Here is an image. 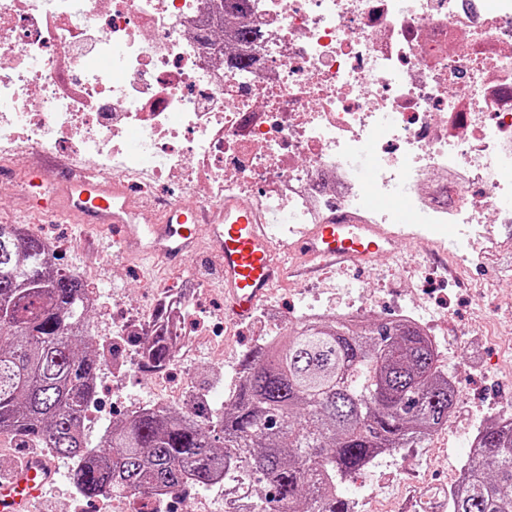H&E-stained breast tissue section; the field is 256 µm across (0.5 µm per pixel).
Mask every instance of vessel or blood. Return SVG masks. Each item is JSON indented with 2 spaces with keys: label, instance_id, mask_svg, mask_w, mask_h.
I'll return each instance as SVG.
<instances>
[{
  "label": "vessel or blood",
  "instance_id": "b4317fda",
  "mask_svg": "<svg viewBox=\"0 0 512 512\" xmlns=\"http://www.w3.org/2000/svg\"><path fill=\"white\" fill-rule=\"evenodd\" d=\"M58 166L52 154L41 153L38 171L52 185L57 212L80 224L91 218L116 230L121 256L176 265L201 253L215 254L218 283L235 319L248 317L287 274L267 232L269 218L251 197L228 196L207 207L180 199L157 210L121 178L88 171L61 177ZM414 220L407 210L398 211L392 224H359L336 215L310 225L288 250L300 255L312 272L346 262L361 265L397 252L399 225ZM53 477L48 463L30 458L0 481V512H30Z\"/></svg>",
  "mask_w": 512,
  "mask_h": 512
}]
</instances>
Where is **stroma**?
<instances>
[{"mask_svg": "<svg viewBox=\"0 0 512 512\" xmlns=\"http://www.w3.org/2000/svg\"><path fill=\"white\" fill-rule=\"evenodd\" d=\"M33 162L15 157L0 162V224H34L40 237L71 239L63 254V267L85 282L106 285L104 305L93 316L96 332L92 343L111 342L112 318L132 308H151L156 288L175 284L182 273L195 270L210 286L197 311L198 335L195 355L186 365L187 386L205 395L210 410L223 408L225 391L234 389L233 371L239 370L246 350L268 338L271 326L258 316L240 322L232 334H219L224 315V295L215 287V264L210 254L178 265L137 267L118 253L112 232H94L85 240V225L65 216L43 217L27 212L26 199L48 197V186H31ZM405 242L393 257H381L357 268L344 267L303 279L289 276L285 286L273 289L268 304L297 323L309 304L320 309L341 311L354 304L365 305L369 318H394L405 299L434 320L440 361L457 382V402L447 424L413 448H403L377 457L365 470L342 483L338 492L353 502L356 512H406L410 500L427 502L446 490L470 452V436L478 421L487 420L494 410L512 412V385L489 378L490 369L512 361L507 342L512 339V283L499 280L512 264V249L497 247L484 239L457 237L453 226L443 225L419 231L405 226ZM452 241V253L462 255L483 249V265L466 266L460 277L445 276L439 257L440 242ZM101 416L87 429L89 444H97L105 427L122 405L154 397L151 374L128 368L120 391L112 389V371L103 368L98 379Z\"/></svg>", "mask_w": 512, "mask_h": 512, "instance_id": "1", "label": "stroma"}]
</instances>
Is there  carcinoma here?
Listing matches in <instances>:
<instances>
[{
  "instance_id": "obj_1",
  "label": "carcinoma",
  "mask_w": 512,
  "mask_h": 512,
  "mask_svg": "<svg viewBox=\"0 0 512 512\" xmlns=\"http://www.w3.org/2000/svg\"><path fill=\"white\" fill-rule=\"evenodd\" d=\"M85 282L48 266L45 241L0 224V435L73 462L86 498L158 487L262 482L248 512H352L338 484L377 456L411 448L448 422L457 389L416 323L303 318L243 355L220 413L133 411L95 447L80 420L102 357L82 349ZM166 309L153 319L143 370L171 364ZM448 512H512V418L479 431Z\"/></svg>"
}]
</instances>
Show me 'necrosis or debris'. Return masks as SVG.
<instances>
[{"label": "necrosis or debris", "instance_id": "obj_1", "mask_svg": "<svg viewBox=\"0 0 512 512\" xmlns=\"http://www.w3.org/2000/svg\"><path fill=\"white\" fill-rule=\"evenodd\" d=\"M21 140L151 172L152 202L179 183L299 226L390 224L396 200L419 224H512V0H0V144ZM207 290L190 271L154 294L179 314L180 360ZM174 499L112 512H208Z\"/></svg>", "mask_w": 512, "mask_h": 512}]
</instances>
